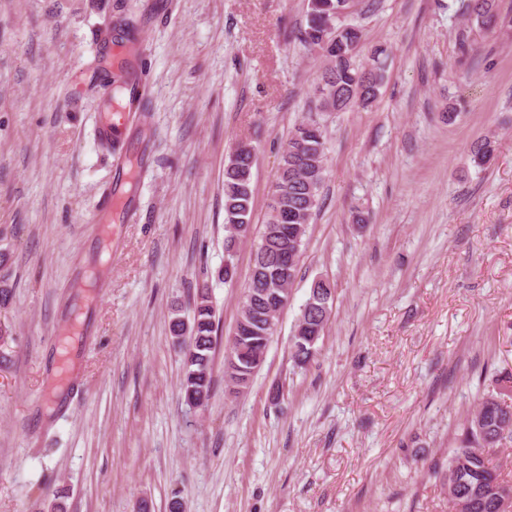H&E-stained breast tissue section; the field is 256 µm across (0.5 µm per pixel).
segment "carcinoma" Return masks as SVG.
<instances>
[{
    "label": "carcinoma",
    "instance_id": "carcinoma-1",
    "mask_svg": "<svg viewBox=\"0 0 512 512\" xmlns=\"http://www.w3.org/2000/svg\"><path fill=\"white\" fill-rule=\"evenodd\" d=\"M348 8L346 0H308L307 28L300 32L306 45L324 52L328 64L315 87V96L322 112H342L353 107L366 108L377 98L384 80L383 59L386 48L375 46L370 55L359 59L362 30L343 24L338 16ZM470 16L478 24L492 21L495 0H470ZM326 129L310 116L296 124L284 147L268 202V218L262 225L255 250L254 266L260 276L245 288L240 317L234 334L250 342L253 363L236 357L224 362V381L229 389L249 387L254 370L263 361L275 325L270 320L281 312L271 301L279 295L287 300L291 280L273 276L276 267L293 260L298 272L302 246L325 178ZM493 142L480 140L471 148V160L477 167L489 163ZM252 151L235 150L224 169V228L250 224L252 212ZM333 284L326 279L312 284L295 329L303 325L318 328L323 338L333 314ZM170 333L174 344L184 356L180 390L191 407L204 406L213 388V360L218 343L219 319L207 285H201L192 299V318L187 321L181 309L173 310ZM318 352L317 343L305 336L292 335L289 358L297 368L307 367ZM512 442V405L494 394L482 397L476 411L461 426L457 445L450 449L447 466L433 474L448 485V502H460L464 512H497L496 482H507L500 469L492 465L489 454L505 441Z\"/></svg>",
    "mask_w": 512,
    "mask_h": 512
}]
</instances>
